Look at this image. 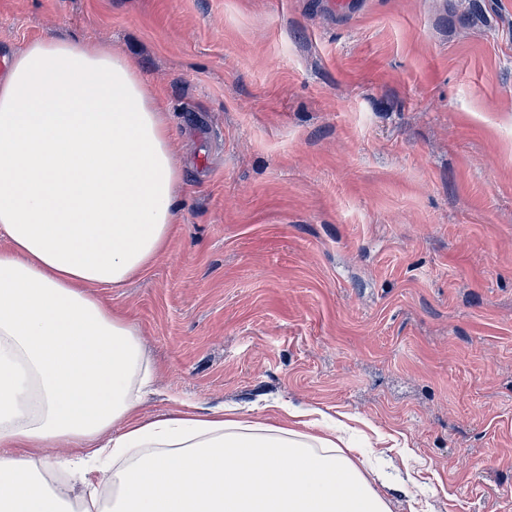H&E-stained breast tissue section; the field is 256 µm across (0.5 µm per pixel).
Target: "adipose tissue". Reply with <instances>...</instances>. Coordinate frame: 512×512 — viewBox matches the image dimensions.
I'll return each instance as SVG.
<instances>
[{
	"label": "adipose tissue",
	"instance_id": "obj_1",
	"mask_svg": "<svg viewBox=\"0 0 512 512\" xmlns=\"http://www.w3.org/2000/svg\"><path fill=\"white\" fill-rule=\"evenodd\" d=\"M171 136L120 49L40 38L0 77V512H391V473L300 429L304 410L283 406L285 425L229 407L140 419L156 367L96 290L173 234ZM48 467L72 482L47 483Z\"/></svg>",
	"mask_w": 512,
	"mask_h": 512
}]
</instances>
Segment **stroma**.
Masks as SVG:
<instances>
[{
	"label": "stroma",
	"mask_w": 512,
	"mask_h": 512,
	"mask_svg": "<svg viewBox=\"0 0 512 512\" xmlns=\"http://www.w3.org/2000/svg\"><path fill=\"white\" fill-rule=\"evenodd\" d=\"M0 0V64L115 47L184 166L177 232L98 294L175 399L360 419L392 512H512V0Z\"/></svg>",
	"instance_id": "obj_1"
}]
</instances>
